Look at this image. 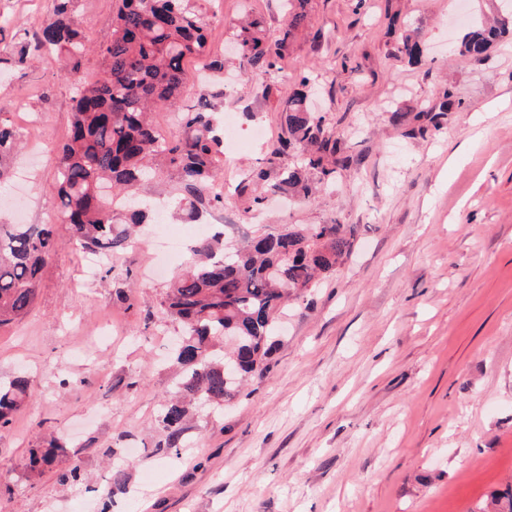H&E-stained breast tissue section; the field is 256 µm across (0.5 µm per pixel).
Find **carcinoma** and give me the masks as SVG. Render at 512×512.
<instances>
[{
    "label": "carcinoma",
    "mask_w": 512,
    "mask_h": 512,
    "mask_svg": "<svg viewBox=\"0 0 512 512\" xmlns=\"http://www.w3.org/2000/svg\"><path fill=\"white\" fill-rule=\"evenodd\" d=\"M307 0H287L288 24L267 38L254 19L233 34L238 68L270 73L288 50V40L305 22ZM509 15L464 35L455 52L480 58L512 32V0H503ZM76 0H51L44 22L32 40L16 51L14 62L45 53L65 63L75 86L70 133L50 148L56 176V211L46 224H0V327L25 318L32 310L45 265L69 243L111 259L130 238L125 225L145 224L154 211L137 198L145 182L176 183L174 207L196 221L207 206L221 204L215 191L223 139L217 131L214 106L208 99L180 112L181 132L163 137L150 114L180 101L189 59L210 55L206 23L191 0H118L110 19L111 38L93 52L102 65L99 78L83 77L85 37L73 20ZM17 133L0 119V188L12 176L9 163ZM349 156L329 132L325 118L309 110L307 96L288 99L285 135L266 149L263 165L237 186L245 194L255 186L253 203L267 193L290 189L310 196L315 183L334 176ZM352 230L345 224H308L277 233H258L232 252L223 251V233L197 239L186 270L157 300L160 309L182 328L175 359L182 369L178 396L159 416L166 440L158 451H178L187 404L203 399L222 406L235 400L249 374L264 369L263 361L278 315L288 299L313 287L321 273H332L351 252ZM231 336L236 346L224 352L240 361L235 376L224 373L215 351ZM28 377L17 376L0 387V427L11 424L31 394ZM63 445L51 443L29 458L36 470L50 463ZM494 512H512V488L491 495Z\"/></svg>",
    "instance_id": "obj_1"
}]
</instances>
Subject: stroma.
I'll return each instance as SVG.
<instances>
[{
  "label": "stroma",
  "instance_id": "stroma-1",
  "mask_svg": "<svg viewBox=\"0 0 512 512\" xmlns=\"http://www.w3.org/2000/svg\"><path fill=\"white\" fill-rule=\"evenodd\" d=\"M214 56L244 14L268 37L282 0H199ZM50 0H0V117L23 142L0 223L39 224L56 208L54 166L37 152L65 141L75 89L55 56L8 65ZM115 0H78L89 44L111 36ZM499 0H308L307 22L275 75L199 80L185 64L182 103L223 91L242 144L225 148L224 206L284 133L297 90L348 148V169L307 199L267 198L248 232L349 225L351 253L283 318L266 368L229 405L188 409L180 455L159 453L158 416L178 386L177 324L147 315L167 277L152 274L156 227L87 275L65 245L31 313L0 328V385L24 374L37 394L0 428V512H473L512 483V38L486 56L454 53ZM420 42L421 62L401 54ZM268 94H261V87ZM439 126L420 120L445 97ZM406 115L403 124L392 111ZM66 454L27 467L48 440ZM79 482H60L69 465ZM122 469L124 485L112 482Z\"/></svg>",
  "mask_w": 512,
  "mask_h": 512
}]
</instances>
